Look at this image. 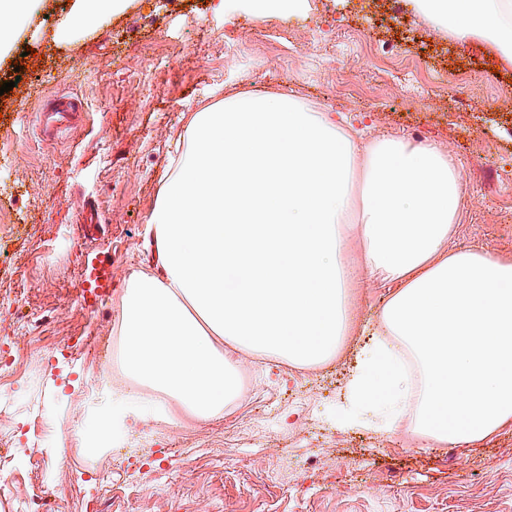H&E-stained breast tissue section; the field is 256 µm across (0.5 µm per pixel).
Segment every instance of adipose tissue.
<instances>
[{
  "label": "adipose tissue",
  "mask_w": 512,
  "mask_h": 512,
  "mask_svg": "<svg viewBox=\"0 0 512 512\" xmlns=\"http://www.w3.org/2000/svg\"><path fill=\"white\" fill-rule=\"evenodd\" d=\"M458 42L512 62V0H415ZM38 0H0V54ZM77 0L58 39L120 11ZM461 177L400 139L364 144L352 124L282 92L196 112L147 224L154 262L121 292L117 364L196 419L236 396L247 351L312 366L335 357L353 317L342 283L396 289L346 385V420L381 399L435 441L467 445L512 423V260L452 250ZM360 227V269L342 270L336 227Z\"/></svg>",
  "instance_id": "1"
}]
</instances>
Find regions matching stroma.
Wrapping results in <instances>:
<instances>
[{"mask_svg":"<svg viewBox=\"0 0 512 512\" xmlns=\"http://www.w3.org/2000/svg\"><path fill=\"white\" fill-rule=\"evenodd\" d=\"M251 2L126 0L62 42L70 0H43L0 58L13 85L0 99V351L17 369L0 376L14 396L0 408V512H512V424L459 448L407 418L338 421L365 332L319 366L241 355L220 416L168 399L165 418L130 423L99 464L79 450L113 393L141 389L114 363L119 296L89 311L83 275L111 261L118 289L149 268L168 156L194 112L226 96L287 92L364 141L436 147L461 174L450 247L512 259V64L450 39L409 0H302L293 13ZM406 67L430 95L407 89ZM60 96L82 118L50 137L42 111ZM394 290L363 276L346 301L372 329Z\"/></svg>","mask_w":512,"mask_h":512,"instance_id":"1","label":"stroma"}]
</instances>
